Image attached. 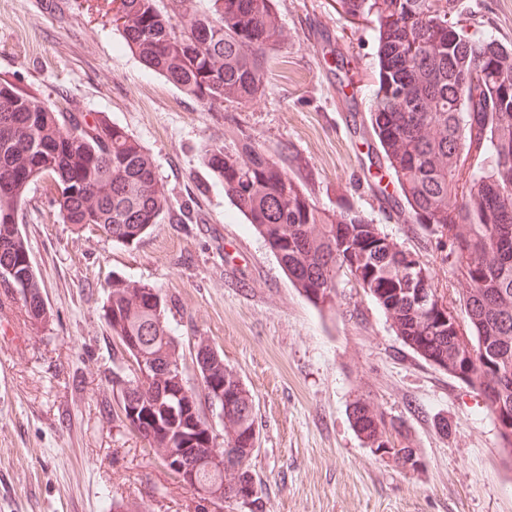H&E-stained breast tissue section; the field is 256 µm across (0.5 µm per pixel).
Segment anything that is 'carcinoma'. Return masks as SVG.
Returning <instances> with one entry per match:
<instances>
[{
  "label": "carcinoma",
  "mask_w": 512,
  "mask_h": 512,
  "mask_svg": "<svg viewBox=\"0 0 512 512\" xmlns=\"http://www.w3.org/2000/svg\"><path fill=\"white\" fill-rule=\"evenodd\" d=\"M341 14L372 18L377 67L368 116L399 195L401 212L432 240L444 238L465 288L463 326L505 373L486 408L512 415V48L470 33L450 16V0H337ZM121 0L124 46L144 65L209 106L249 101L263 89L270 54L278 46L274 0ZM205 24L208 44L192 29ZM209 171L234 207L267 242L290 282L320 310L336 307L338 280L349 274L392 323L402 342L424 360L455 372L462 364L453 323L432 314L422 295L434 287L413 269L418 252L388 240L353 206L319 208L288 175L287 154L268 158L243 139L230 153L221 140L204 147ZM49 181L63 223L96 228L131 243L170 213L153 164L140 144L101 113L49 104L0 78V295L21 301L30 322L47 309L18 224L28 185ZM495 179L501 196L487 200L482 182ZM161 292L135 281L112 283L104 315L127 369L130 413L115 412L128 431L147 441L161 465L178 454L194 481L226 510L240 507L246 486H259L250 391L224 354L194 342L193 384L183 348L164 318ZM349 420L371 448L391 443L393 460L416 465L403 423L383 421L364 399ZM234 451L236 468L214 452L217 439Z\"/></svg>",
  "instance_id": "1"
}]
</instances>
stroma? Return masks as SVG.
Listing matches in <instances>:
<instances>
[{"mask_svg": "<svg viewBox=\"0 0 512 512\" xmlns=\"http://www.w3.org/2000/svg\"><path fill=\"white\" fill-rule=\"evenodd\" d=\"M454 2L468 29L512 44V0ZM274 14L281 44L263 92L210 107L124 48L103 0H0V78L124 127L173 214L122 244L73 233L45 181L28 187L19 225L50 317L33 325L20 303L0 305V512H198L113 415L118 350L103 306L118 278L161 290L180 342L209 339L251 392L266 512H512V467L477 391L404 345L355 281L340 280L335 310L310 304L202 161L214 139L289 148V174L319 207L358 208L457 299L454 265L400 219L368 133L371 23L346 21L335 0H275ZM358 398L403 422L420 469L355 432Z\"/></svg>", "mask_w": 512, "mask_h": 512, "instance_id": "35a3bbf8", "label": "stroma"}]
</instances>
